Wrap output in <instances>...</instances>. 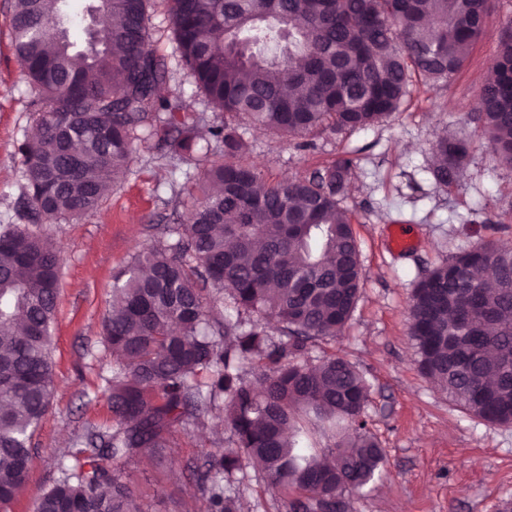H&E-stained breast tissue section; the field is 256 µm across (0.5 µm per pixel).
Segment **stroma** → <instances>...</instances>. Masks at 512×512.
<instances>
[{
    "mask_svg": "<svg viewBox=\"0 0 512 512\" xmlns=\"http://www.w3.org/2000/svg\"><path fill=\"white\" fill-rule=\"evenodd\" d=\"M153 10V49L173 66L164 97L207 121L223 120L177 64L165 0H156ZM12 13L13 0H0V232L31 222L16 148L33 131L36 95L15 56ZM511 21L512 0H496L464 66L448 79L414 84L399 112L381 123L324 132L304 150L270 131L252 127L245 133L249 162L271 181L305 175L341 155L356 163L342 205L360 245L362 292L341 335L313 351L347 357L371 385L367 420L385 465L382 478L355 496L354 512H501L502 502L512 501V426L470 413L419 372L408 320L412 292L426 270L491 238L512 242V167L496 159L473 119L499 30ZM443 135L465 141L469 154L441 184L432 175L431 145ZM200 172L195 162L169 159L153 141L142 142L94 213L43 225L63 247L55 388L32 441L28 483L8 512H34L61 466L71 464L77 442L91 431H111L105 391L112 352L100 329L112 300V272L157 241L174 242L171 230L184 223ZM395 224L413 236L410 252L389 249ZM212 438L207 430L178 433L163 458L128 467L142 512H206L188 463L209 450Z\"/></svg>",
    "mask_w": 512,
    "mask_h": 512,
    "instance_id": "obj_1",
    "label": "stroma"
}]
</instances>
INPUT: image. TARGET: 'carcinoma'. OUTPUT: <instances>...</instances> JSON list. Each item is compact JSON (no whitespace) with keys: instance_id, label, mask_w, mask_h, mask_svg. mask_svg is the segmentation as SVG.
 <instances>
[{"instance_id":"obj_1","label":"carcinoma","mask_w":512,"mask_h":512,"mask_svg":"<svg viewBox=\"0 0 512 512\" xmlns=\"http://www.w3.org/2000/svg\"><path fill=\"white\" fill-rule=\"evenodd\" d=\"M493 0H167L171 39L198 92L224 112L202 138L161 98L171 77L153 47L154 0H93L107 40L75 50L67 0H14V51L37 91L38 136L17 148L35 223L96 211L138 153V132L169 158L204 162L200 193L174 244L112 276L104 343L110 432L86 435L36 512H142L127 467L207 421L229 432L196 466L209 512H246L231 483L250 471L288 512H353L382 477L368 427L370 384L318 342L350 321L363 269L342 206L353 159L266 181L244 161V117L285 138L363 128L391 116L414 79L457 72ZM167 113V117L160 113ZM476 120L512 166V23L499 34ZM448 182L468 149L434 146ZM60 245L28 227L0 233V505L27 482L32 439L54 392L52 334ZM420 371L460 405L512 424V245L486 241L428 270L409 304ZM331 435L319 446L313 431Z\"/></svg>"}]
</instances>
